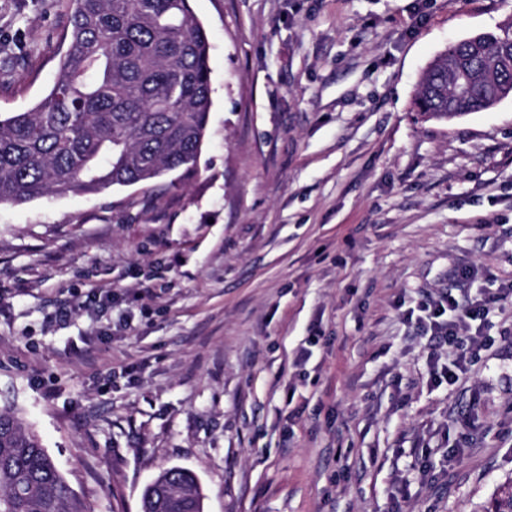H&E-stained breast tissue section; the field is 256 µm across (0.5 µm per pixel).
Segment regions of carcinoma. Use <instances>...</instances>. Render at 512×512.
<instances>
[{
  "mask_svg": "<svg viewBox=\"0 0 512 512\" xmlns=\"http://www.w3.org/2000/svg\"><path fill=\"white\" fill-rule=\"evenodd\" d=\"M58 72L23 112L0 114V204L92 194L196 167L211 99L209 35L190 0H70ZM512 97V23L442 51L415 96L451 121ZM0 512H86L40 438L0 410ZM141 512H204L195 474L163 470ZM485 512H512V486Z\"/></svg>",
  "mask_w": 512,
  "mask_h": 512,
  "instance_id": "carcinoma-1",
  "label": "carcinoma"
}]
</instances>
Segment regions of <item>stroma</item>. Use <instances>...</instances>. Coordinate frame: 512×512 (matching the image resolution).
Returning a JSON list of instances; mask_svg holds the SVG:
<instances>
[{
	"label": "stroma",
	"mask_w": 512,
	"mask_h": 512,
	"mask_svg": "<svg viewBox=\"0 0 512 512\" xmlns=\"http://www.w3.org/2000/svg\"><path fill=\"white\" fill-rule=\"evenodd\" d=\"M191 6L196 168L0 205V408L88 512H140L171 467L205 512H482L512 484V301L452 385L456 346L410 315L512 286V98L451 122L413 101L512 0ZM66 21L63 0H0L1 112L52 84ZM94 286L110 297L85 304Z\"/></svg>",
	"instance_id": "1"
}]
</instances>
